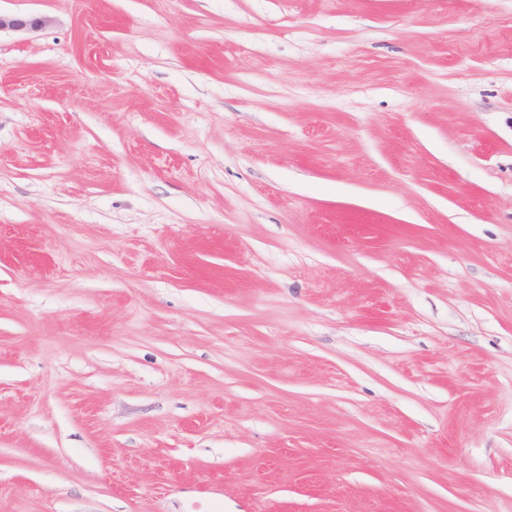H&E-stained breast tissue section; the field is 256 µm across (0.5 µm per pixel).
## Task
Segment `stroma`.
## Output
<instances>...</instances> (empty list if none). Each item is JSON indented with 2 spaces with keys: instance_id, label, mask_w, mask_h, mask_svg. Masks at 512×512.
<instances>
[{
  "instance_id": "35a3bbf8",
  "label": "stroma",
  "mask_w": 512,
  "mask_h": 512,
  "mask_svg": "<svg viewBox=\"0 0 512 512\" xmlns=\"http://www.w3.org/2000/svg\"><path fill=\"white\" fill-rule=\"evenodd\" d=\"M0 12V512H512V0ZM46 17L33 16H10L2 15L0 12V31L10 29L14 31H33L41 28L48 22Z\"/></svg>"
}]
</instances>
